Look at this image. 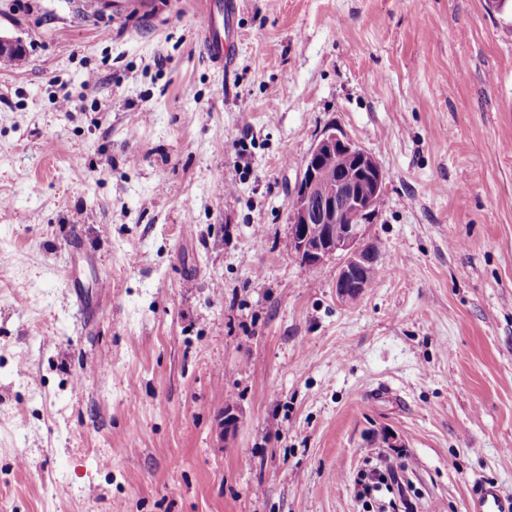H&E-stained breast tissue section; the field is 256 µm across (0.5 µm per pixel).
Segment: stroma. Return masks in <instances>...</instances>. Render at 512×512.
Instances as JSON below:
<instances>
[{
	"label": "stroma",
	"mask_w": 512,
	"mask_h": 512,
	"mask_svg": "<svg viewBox=\"0 0 512 512\" xmlns=\"http://www.w3.org/2000/svg\"><path fill=\"white\" fill-rule=\"evenodd\" d=\"M206 2L0 0V512H364L373 462L383 512H472L512 488V13L244 0L224 70ZM332 125L387 174L352 303L286 246ZM369 480V481H367ZM395 480L392 470L382 471L380 469H372L369 473L362 472L357 485L361 487L358 491V498H366L370 495L372 489H379L383 484L387 489L391 488V483Z\"/></svg>",
	"instance_id": "1"
}]
</instances>
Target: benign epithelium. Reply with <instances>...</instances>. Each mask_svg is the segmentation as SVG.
<instances>
[{"instance_id": "1", "label": "benign epithelium", "mask_w": 512, "mask_h": 512, "mask_svg": "<svg viewBox=\"0 0 512 512\" xmlns=\"http://www.w3.org/2000/svg\"><path fill=\"white\" fill-rule=\"evenodd\" d=\"M329 154L336 155L338 166L324 189L318 170L322 157ZM385 181L378 160L336 126L321 133L306 157L288 215L290 239L296 254L312 267L339 259L336 297L341 302H354L364 294V272L380 262L365 225L379 204Z\"/></svg>"}]
</instances>
